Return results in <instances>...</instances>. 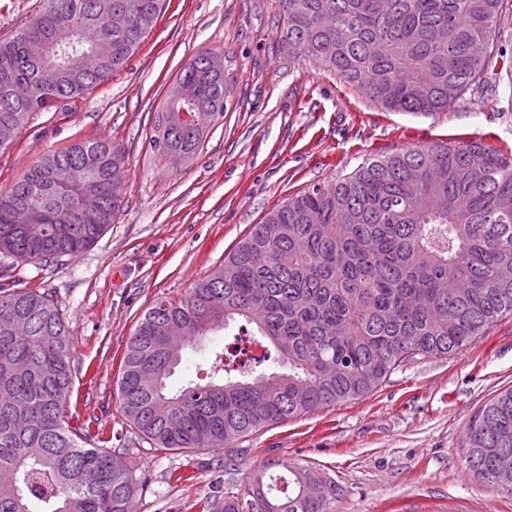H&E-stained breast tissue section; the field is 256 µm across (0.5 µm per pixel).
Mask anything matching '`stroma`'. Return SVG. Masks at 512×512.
<instances>
[{
  "instance_id": "stroma-1",
  "label": "stroma",
  "mask_w": 512,
  "mask_h": 512,
  "mask_svg": "<svg viewBox=\"0 0 512 512\" xmlns=\"http://www.w3.org/2000/svg\"><path fill=\"white\" fill-rule=\"evenodd\" d=\"M279 19L278 0H168L124 70L66 109L36 113L0 150V191L78 140L109 137L125 157L123 207L102 237L46 265L0 257V289L38 288L58 303L72 341L67 407L132 449L144 484L131 512H221L224 500L223 454L155 448L122 410V357L154 301L185 297L285 197L367 159L467 138L512 148V0L497 18L488 90L432 114L384 110L301 59ZM204 50L224 56V118L177 162L150 137L179 71ZM511 387L505 318L456 356L417 358L363 399L246 438L236 477L269 459L309 462L342 488L336 512H512V491L469 476L463 448L469 423Z\"/></svg>"
}]
</instances>
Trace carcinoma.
Masks as SVG:
<instances>
[{"mask_svg":"<svg viewBox=\"0 0 512 512\" xmlns=\"http://www.w3.org/2000/svg\"><path fill=\"white\" fill-rule=\"evenodd\" d=\"M502 0H279L280 36L391 112H440L483 89ZM165 0H40L0 40V126L25 104L63 107L125 69ZM120 12L125 25L112 26ZM43 39L49 55L25 52ZM201 51L177 81L192 87L205 128L224 118V72ZM158 116L152 143L194 155L204 132ZM88 166L97 204L63 166ZM124 156L109 138L44 157L0 193V253L21 264L78 255L114 222ZM38 224H21L23 207ZM512 317V150L480 141L410 146L285 197L188 296L142 314L119 391L138 435L180 452H224L274 424L361 399L402 364L463 352ZM0 512H127L143 485L128 448L87 447L66 409L73 373L65 320L38 289L0 291ZM239 323L204 381L169 390L187 350ZM468 473L512 490V387L465 435ZM324 498L306 495L316 480ZM339 487L320 469L270 459L224 488L223 512H335Z\"/></svg>","mask_w":512,"mask_h":512,"instance_id":"carcinoma-1","label":"carcinoma"}]
</instances>
